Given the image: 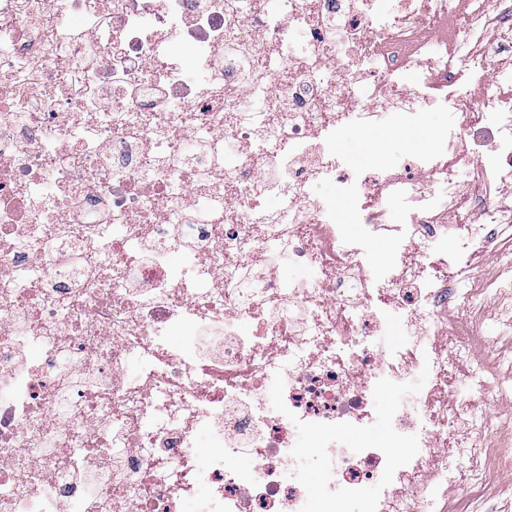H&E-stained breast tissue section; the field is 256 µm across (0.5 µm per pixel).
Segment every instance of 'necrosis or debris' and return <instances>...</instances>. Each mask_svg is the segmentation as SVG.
Instances as JSON below:
<instances>
[{
	"mask_svg": "<svg viewBox=\"0 0 512 512\" xmlns=\"http://www.w3.org/2000/svg\"><path fill=\"white\" fill-rule=\"evenodd\" d=\"M505 52L512 0H0V512H179L198 495L201 512H348L367 487L373 512H430L452 455L472 507L511 493L482 421L512 337L482 340L472 383L454 372L482 314L456 316L460 283L476 297L512 275V207L479 189L512 192ZM464 66L484 81L462 93ZM433 104L491 139L477 187L455 180L458 134L400 173L344 177L337 129ZM321 185L357 199L361 238ZM387 194L416 204L409 222H380ZM463 209L494 276L448 248ZM381 236L394 256L373 271ZM390 309L410 332L382 350ZM413 374L372 440L380 388ZM302 432L319 438L314 488Z\"/></svg>",
	"mask_w": 512,
	"mask_h": 512,
	"instance_id": "1",
	"label": "necrosis or debris"
}]
</instances>
